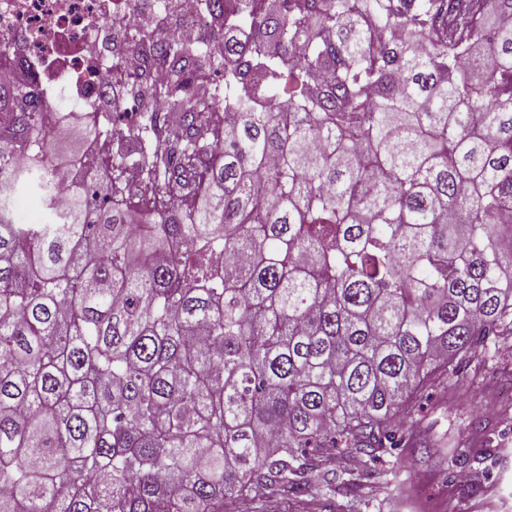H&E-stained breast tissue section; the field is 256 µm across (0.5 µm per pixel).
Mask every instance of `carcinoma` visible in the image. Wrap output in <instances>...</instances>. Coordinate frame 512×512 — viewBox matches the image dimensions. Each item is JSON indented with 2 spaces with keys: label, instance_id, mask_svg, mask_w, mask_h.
<instances>
[{
  "label": "carcinoma",
  "instance_id": "obj_1",
  "mask_svg": "<svg viewBox=\"0 0 512 512\" xmlns=\"http://www.w3.org/2000/svg\"><path fill=\"white\" fill-rule=\"evenodd\" d=\"M247 2L206 0L222 62L161 49L162 141L140 104L0 92V512L286 497L311 454L400 446L512 332V0ZM188 63L224 70L218 139ZM57 134L112 137L194 222L110 178L56 215ZM32 184L45 219L18 224Z\"/></svg>",
  "mask_w": 512,
  "mask_h": 512
}]
</instances>
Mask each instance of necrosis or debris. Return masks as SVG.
I'll use <instances>...</instances> for the list:
<instances>
[{"label":"necrosis or debris","instance_id":"1","mask_svg":"<svg viewBox=\"0 0 512 512\" xmlns=\"http://www.w3.org/2000/svg\"><path fill=\"white\" fill-rule=\"evenodd\" d=\"M193 2L171 0L167 22L158 17L162 0H140L134 13L123 0H0V41L11 47L0 87L16 76L37 85L45 101L64 95L81 109L111 111L113 88H154L168 78L156 56L160 45L202 43L215 20ZM111 151L110 139L100 137L82 152L70 167L76 189L95 181Z\"/></svg>","mask_w":512,"mask_h":512}]
</instances>
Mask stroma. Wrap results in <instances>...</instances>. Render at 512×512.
I'll list each match as a JSON object with an SVG mask.
<instances>
[{
	"instance_id": "obj_1",
	"label": "stroma",
	"mask_w": 512,
	"mask_h": 512,
	"mask_svg": "<svg viewBox=\"0 0 512 512\" xmlns=\"http://www.w3.org/2000/svg\"><path fill=\"white\" fill-rule=\"evenodd\" d=\"M406 424L405 447L322 456L306 491L228 501L224 512H512V334L497 337L475 379L435 393Z\"/></svg>"
}]
</instances>
